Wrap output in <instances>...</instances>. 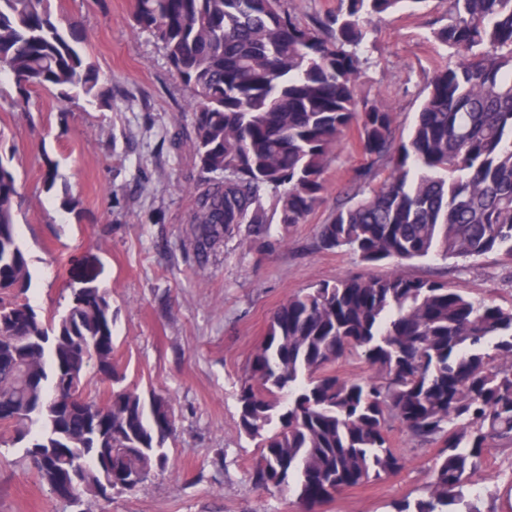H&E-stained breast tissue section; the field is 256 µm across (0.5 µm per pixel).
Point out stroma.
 Here are the masks:
<instances>
[{
    "label": "stroma",
    "mask_w": 512,
    "mask_h": 512,
    "mask_svg": "<svg viewBox=\"0 0 512 512\" xmlns=\"http://www.w3.org/2000/svg\"><path fill=\"white\" fill-rule=\"evenodd\" d=\"M51 8L83 27L112 105L80 98L64 107L55 94L37 91L28 108H12L13 85L0 78V150L18 173L17 222L33 275L27 297L43 313L63 311L71 286L92 271L110 293L115 359L126 385L169 397L176 429L167 467L107 504L57 500L16 449L0 446V512H299L293 495L254 485L260 450L239 431L236 395L252 351L290 295L394 269L318 243L320 225L358 184L365 159L356 137L335 149L328 189L303 223L224 238L199 261L190 245L189 190L204 174L190 140L188 92L161 45L134 26L133 0H52ZM447 10L448 0H426L367 36L359 94L389 106L397 140L408 139L429 80L452 59L433 36ZM47 157L78 197L77 210L60 209L42 192ZM401 270L512 303V263L495 252L467 262L416 260ZM391 440L405 468L343 490L320 512H392L393 504L419 497L437 449L400 430ZM475 484L498 493L501 512H512V450L489 448Z\"/></svg>",
    "instance_id": "stroma-1"
}]
</instances>
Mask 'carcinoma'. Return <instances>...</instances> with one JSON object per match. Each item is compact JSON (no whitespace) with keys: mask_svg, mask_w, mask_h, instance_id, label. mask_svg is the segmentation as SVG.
<instances>
[{"mask_svg":"<svg viewBox=\"0 0 512 512\" xmlns=\"http://www.w3.org/2000/svg\"><path fill=\"white\" fill-rule=\"evenodd\" d=\"M424 2L341 0L310 26L281 0H134L136 27L190 93L192 148L209 174L190 190L198 258L244 224L260 236L275 217L302 223L354 130L363 190L320 225L321 248L395 265L491 252L512 260V0H448L434 38L454 60L434 72L408 142H396L386 105L358 99L366 25ZM83 43L51 0H0L11 105L45 89L110 106ZM12 160L0 152V444L18 448L56 498L109 502L139 487L132 471L165 468L172 404L122 385L112 306L93 277L61 313L26 298ZM57 168L45 159L47 193ZM344 357L376 375H336ZM91 369L108 384L103 396L88 388ZM237 407L240 432L261 448L252 481L290 491L304 512L399 472L396 426L438 453L423 495L395 512H498L497 493L471 487L487 449H512V304L400 272L321 282L273 313Z\"/></svg>","mask_w":512,"mask_h":512,"instance_id":"carcinoma-1","label":"carcinoma"}]
</instances>
